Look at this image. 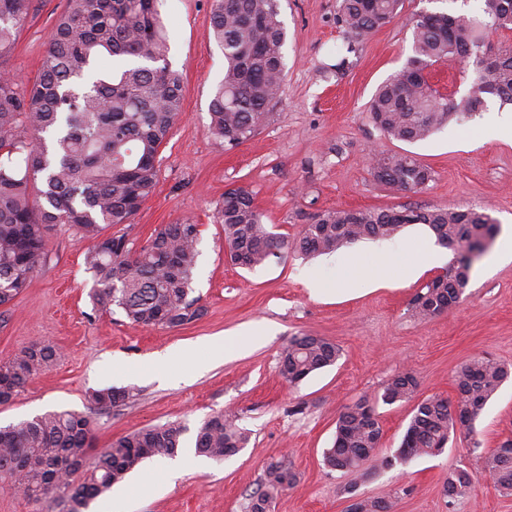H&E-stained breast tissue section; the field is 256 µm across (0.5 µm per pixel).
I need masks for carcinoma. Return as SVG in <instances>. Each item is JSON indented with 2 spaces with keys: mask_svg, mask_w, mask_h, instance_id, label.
Returning a JSON list of instances; mask_svg holds the SVG:
<instances>
[{
  "mask_svg": "<svg viewBox=\"0 0 512 512\" xmlns=\"http://www.w3.org/2000/svg\"><path fill=\"white\" fill-rule=\"evenodd\" d=\"M30 0H0V306L29 285L46 257L49 231L72 226L91 273L94 307L119 309L135 326L179 327L201 318L204 308L189 298L198 257V225L164 224L140 249L126 235L103 236L104 225L129 224L159 182L161 146L182 110V77L172 69L169 41L160 13L163 0H66L49 35L40 75L32 84L7 65ZM403 0H340L336 23L346 52L399 18ZM487 20L445 11H426L411 21L412 55L374 94L369 114L389 139L414 143L455 120L512 105V49L493 51L482 31H512V0H485ZM278 0H216L211 27L224 54V78L210 102L211 133L226 148L255 136L272 119L284 80L286 31ZM106 58L133 64L108 70ZM471 72L470 88L445 98L432 88L427 70L447 59ZM386 186L415 191L433 171L408 153L382 154L370 165ZM230 263L242 269L266 264L287 251L302 255L334 252L362 240L387 239L407 224H425L439 244L453 251L454 274L437 276L412 301L420 318L455 305L470 280L474 252L493 245L492 218L470 207L332 210L317 215L290 240L268 228L245 186L230 188L216 208ZM340 349L322 336H293L280 353V371L291 383L336 363ZM60 353L45 342L25 347L0 364V404L18 396ZM512 377V368L476 356L455 370L452 400H421L399 448L379 456L383 427L377 403L392 405L414 396L418 380L407 371L391 378L371 401L363 398L336 421L324 463L343 474L363 476L370 468L432 456L456 431L469 438L486 403ZM133 397V389L108 387L89 395L93 409L109 411ZM92 419L73 411H52L0 427V476L9 489L42 505V512H85L89 504L124 480L146 459L172 457L187 428L179 422L136 429L98 452L92 448ZM248 432L235 416L218 411L196 430V452L215 460L247 447ZM481 472L512 495V438L480 455ZM298 476L280 462L269 464L246 512H271L274 500L293 488ZM474 476L448 474V506L470 491ZM390 498H362L360 512H394Z\"/></svg>",
  "mask_w": 512,
  "mask_h": 512,
  "instance_id": "carcinoma-1",
  "label": "carcinoma"
}]
</instances>
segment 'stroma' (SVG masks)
Segmentation results:
<instances>
[{
    "instance_id": "obj_1",
    "label": "stroma",
    "mask_w": 512,
    "mask_h": 512,
    "mask_svg": "<svg viewBox=\"0 0 512 512\" xmlns=\"http://www.w3.org/2000/svg\"><path fill=\"white\" fill-rule=\"evenodd\" d=\"M66 0H32L10 67L25 82L42 68L46 42ZM339 0H280L287 32L285 79L276 115L249 141L227 149L210 131L209 104L224 76V54L210 23L213 0H165L162 14L170 61L183 77L182 116L160 149L159 182L131 223L108 226L145 245L154 229L178 220L198 224L199 256L192 295L205 309L200 319L175 328L133 326L120 311L95 309L84 264L86 243L73 229L54 225L47 255L28 287L0 308V362L34 342H49L60 356L13 402L0 405V425L49 411H87L88 396L105 387L134 388L133 399L95 413L94 449L132 430L180 422L193 447L200 422L219 410L235 413L250 442L224 461L188 460L178 478L159 481V460L143 462L123 484L94 500L89 512H244L266 466L280 462L299 482L275 500L272 512H347L356 484L361 497H395L397 512H512V496L480 477V460L468 439L452 438L439 455L382 468L364 479L328 468L336 420L345 407L373 397L394 375L413 371L414 399L379 405L381 455H393L417 400L453 398L454 370L475 356L512 364V139L502 111L465 124H449L424 141L384 137L369 119L376 89L411 53L412 17L445 11L484 15L485 0H404L392 24L356 43L340 74L325 73L345 38L336 23ZM410 153L434 178L417 193L400 192L370 175L371 151ZM247 186L274 232L298 234L326 210L469 206L498 228L494 245L471 271L464 299L427 320L411 311L421 288L448 266V249L421 224L394 238L363 241L314 257L293 253L249 271L224 257V232L215 208L228 187ZM424 252L440 257L413 270ZM323 285L311 293L310 278ZM254 333L250 349L238 347ZM329 338L340 349L336 364L299 384L282 376L279 354L292 336ZM185 360L154 374L143 363L175 349ZM482 450L512 436V380L487 403L476 423ZM464 469L478 479L471 494L448 505L442 486Z\"/></svg>"
}]
</instances>
